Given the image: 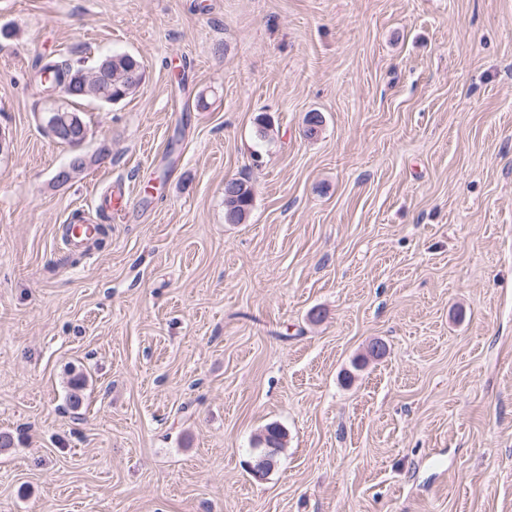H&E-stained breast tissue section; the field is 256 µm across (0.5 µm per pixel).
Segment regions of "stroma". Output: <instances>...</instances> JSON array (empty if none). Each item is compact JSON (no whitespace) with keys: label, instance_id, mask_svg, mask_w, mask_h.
Segmentation results:
<instances>
[{"label":"stroma","instance_id":"obj_1","mask_svg":"<svg viewBox=\"0 0 512 512\" xmlns=\"http://www.w3.org/2000/svg\"><path fill=\"white\" fill-rule=\"evenodd\" d=\"M4 29L0 512H512V0H0ZM116 53L140 87L59 143L38 61ZM237 192L236 197L224 199V214L225 221L231 224L240 223L246 216L253 201V192L251 186L247 182L236 179ZM231 205H234L231 207Z\"/></svg>","mask_w":512,"mask_h":512}]
</instances>
